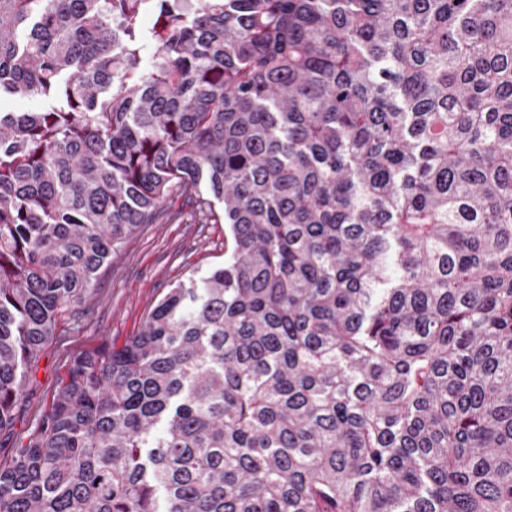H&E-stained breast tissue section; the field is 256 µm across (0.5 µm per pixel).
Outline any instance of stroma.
I'll use <instances>...</instances> for the list:
<instances>
[{"mask_svg": "<svg viewBox=\"0 0 512 512\" xmlns=\"http://www.w3.org/2000/svg\"><path fill=\"white\" fill-rule=\"evenodd\" d=\"M224 237L223 225L196 223L187 201L176 198L166 217L140 225L113 252L92 288L64 306L46 350L29 366L13 420L0 429V469L38 433L73 357L137 334L171 288L223 264Z\"/></svg>", "mask_w": 512, "mask_h": 512, "instance_id": "1", "label": "stroma"}]
</instances>
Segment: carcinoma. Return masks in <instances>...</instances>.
I'll list each match as a JSON object with an SVG mask.
<instances>
[{"mask_svg": "<svg viewBox=\"0 0 512 512\" xmlns=\"http://www.w3.org/2000/svg\"><path fill=\"white\" fill-rule=\"evenodd\" d=\"M12 97L0 429L171 196L231 250L74 359L0 512H512V0H0Z\"/></svg>", "mask_w": 512, "mask_h": 512, "instance_id": "carcinoma-1", "label": "carcinoma"}]
</instances>
